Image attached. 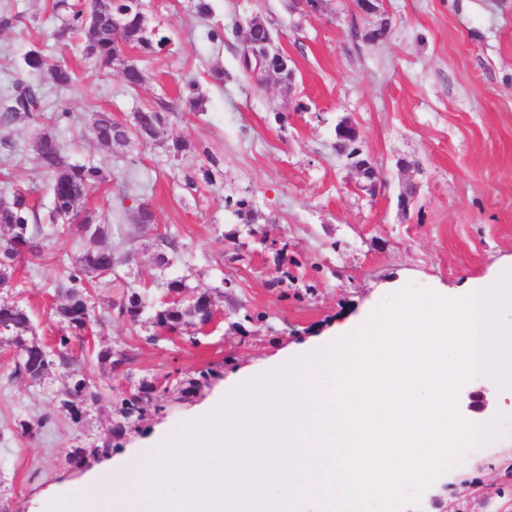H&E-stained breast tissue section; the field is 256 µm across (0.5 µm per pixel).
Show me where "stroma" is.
Segmentation results:
<instances>
[{
  "instance_id": "35a3bbf8",
  "label": "stroma",
  "mask_w": 512,
  "mask_h": 512,
  "mask_svg": "<svg viewBox=\"0 0 512 512\" xmlns=\"http://www.w3.org/2000/svg\"><path fill=\"white\" fill-rule=\"evenodd\" d=\"M52 5L0 0V14L20 17L0 30V97L27 79L23 57L34 46L77 73L69 88L38 76L46 111L59 116L50 130L73 161L110 172L86 206L108 219L113 240L132 256L118 280L93 290V306L101 312L119 300L125 281L144 288L153 306L164 283L180 279L189 296L211 289L221 318L208 332L172 338L155 333L151 313L136 325L115 315L72 338L69 355L100 394L78 424L59 406L68 367L55 364L37 382L14 375L15 349L0 341V512H49L56 491L104 473L109 457L131 453L160 424L180 422L214 384L320 338L386 293L410 286L459 294L512 261V0H383L373 17L360 15L355 0H327L319 14L296 0H213L205 20L190 0H146L149 26L168 30L172 43L139 56L145 81L135 90L119 67L99 68L74 42L57 39L62 20ZM255 16L291 59V84L241 73L242 37L232 28ZM382 24L386 38L368 41L366 32ZM190 82L204 111L182 101ZM145 107L167 115L154 139L99 144L94 113L128 123ZM343 118L382 173L375 193L359 189L336 152ZM41 132L26 121L0 129L13 146L9 156L0 150V184L28 189L42 215L52 196L35 161ZM176 139L193 150L173 161L166 149ZM208 150L221 160L209 183L201 173ZM189 177L195 188L186 187ZM229 197L248 201L252 223L225 208ZM142 202L154 223L131 221L130 208ZM165 235L180 249L162 266L157 244ZM268 241L282 248L281 265ZM83 245L75 231L49 237L44 256L14 276L10 294L42 344L55 346L62 333L52 317L61 261ZM280 268L288 272L284 287L273 283ZM106 349L125 364L98 360ZM203 371L208 381L180 394ZM144 381L166 384L154 395L156 409L111 435L113 399ZM457 404L469 421L499 420L501 433L489 446L466 449V463H451L403 512H512V388L472 378ZM104 445L109 453L80 463L70 457L72 449Z\"/></svg>"
}]
</instances>
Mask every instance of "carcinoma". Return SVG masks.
<instances>
[{"label":"carcinoma","mask_w":512,"mask_h":512,"mask_svg":"<svg viewBox=\"0 0 512 512\" xmlns=\"http://www.w3.org/2000/svg\"><path fill=\"white\" fill-rule=\"evenodd\" d=\"M104 6L96 26H91L84 16L85 4H73L70 0H54L53 9L64 13V34L76 40L83 54L94 59L104 68L121 61L122 47L130 44L145 53L161 48L170 42L157 27L150 28L137 11L136 0H103ZM122 19L123 29L119 37H112V17ZM270 29L267 26L255 27L249 34L248 41L242 45L240 56H245L250 49H260L268 40ZM26 67L35 73L48 71L53 83L61 87H70L75 83L74 70L64 61L49 62L40 48L30 49L24 56ZM269 66L275 72L277 80L288 82L292 71L288 68V58L273 56ZM16 120L30 123H42L45 120L42 105L41 85L32 81H18L0 107V126L6 127ZM166 115L153 108L140 109L134 113L131 127L127 128L124 139L113 137L116 122L110 112H97L93 128L98 142L106 147L113 145L128 147L136 142L152 139ZM36 161L39 169L49 177L53 195V208L48 213L47 223L54 232L65 234L72 231L71 220L81 216L84 223L77 225L80 236L87 243V248L74 258L63 263L65 269L64 294L59 303L53 307V314L63 333L59 337L60 350L55 352L60 363L72 365L70 358L62 352L69 343V336L85 333L90 325L97 321L91 305V291L96 288L100 272L104 269L115 270L127 263L129 253L121 249L120 244H112V225L88 212H83L90 191L107 181L106 172L93 163H72L55 135L42 133L35 144ZM0 226L15 232L16 247L0 253V288L8 287L14 278L15 266L26 255L39 256L45 248L46 237L43 227L38 223L35 206L31 205L28 191L21 186L12 187L10 194L0 195ZM161 250L157 255L158 264L169 263V255L178 252L176 238L161 239ZM212 293L204 290L190 299L162 303L153 317V325L165 331L193 334V329L203 324L200 303L211 301ZM120 315L132 323L139 321L145 309L144 294L135 288L128 289L115 303ZM8 325L10 341L16 345L27 341L26 335L32 330L31 319L27 310L17 301L0 299V324ZM29 342V341H27ZM30 349L24 359L15 366V373L31 380L42 378L48 367L36 364V348L39 344L29 342ZM158 386L152 382H143L116 403L117 422L112 432L123 431L126 424L140 418L153 403V394ZM62 405L70 411L71 419L79 421L82 407L94 404L99 394L92 390L90 378L81 371L73 373L71 383L62 392Z\"/></svg>","instance_id":"obj_1"}]
</instances>
